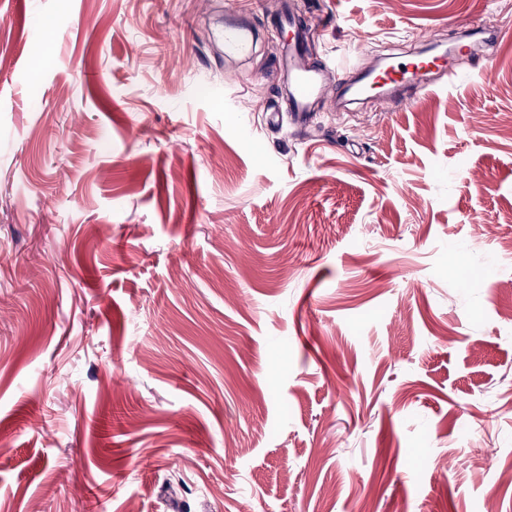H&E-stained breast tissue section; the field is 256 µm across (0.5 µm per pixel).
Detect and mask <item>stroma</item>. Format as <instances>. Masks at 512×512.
I'll use <instances>...</instances> for the list:
<instances>
[{
  "instance_id": "1",
  "label": "stroma",
  "mask_w": 512,
  "mask_h": 512,
  "mask_svg": "<svg viewBox=\"0 0 512 512\" xmlns=\"http://www.w3.org/2000/svg\"><path fill=\"white\" fill-rule=\"evenodd\" d=\"M461 20L485 75L337 110ZM508 471L512 0H0V512H512ZM279 23L288 27V46L283 54V70L288 79L287 111L301 117L312 111V105L323 91V74L327 67L315 66L306 58L303 46L307 27L287 10ZM254 34L246 22L227 16L224 23V54L229 57L246 55L254 44Z\"/></svg>"
}]
</instances>
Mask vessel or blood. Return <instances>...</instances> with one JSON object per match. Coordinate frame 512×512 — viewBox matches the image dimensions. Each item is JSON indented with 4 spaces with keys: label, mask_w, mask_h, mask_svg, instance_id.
<instances>
[{
    "label": "vessel or blood",
    "mask_w": 512,
    "mask_h": 512,
    "mask_svg": "<svg viewBox=\"0 0 512 512\" xmlns=\"http://www.w3.org/2000/svg\"><path fill=\"white\" fill-rule=\"evenodd\" d=\"M281 25L289 31L288 46L283 54V70L288 79L287 110L300 117L311 112L314 102L323 91L324 67L311 64L303 46L307 28L292 12H285ZM254 34L246 22L238 17H226L224 23V53L229 57L246 55L254 44ZM456 80L454 66L447 56L431 55L414 58L407 63L389 65L379 70L362 68L357 83L349 86L351 96L360 97L373 88L387 92L390 101L401 98L403 88L415 87L420 97H429L436 90L434 75Z\"/></svg>",
    "instance_id": "1"
}]
</instances>
